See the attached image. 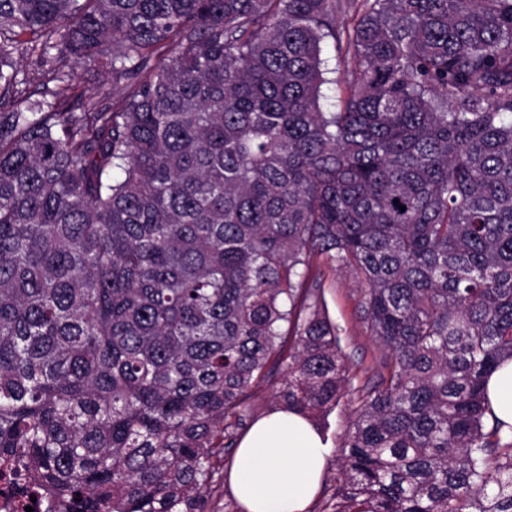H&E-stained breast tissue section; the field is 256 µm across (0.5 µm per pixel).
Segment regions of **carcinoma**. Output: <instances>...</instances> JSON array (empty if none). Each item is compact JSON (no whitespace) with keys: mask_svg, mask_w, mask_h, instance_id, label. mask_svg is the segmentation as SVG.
Instances as JSON below:
<instances>
[{"mask_svg":"<svg viewBox=\"0 0 512 512\" xmlns=\"http://www.w3.org/2000/svg\"><path fill=\"white\" fill-rule=\"evenodd\" d=\"M324 265L385 349L334 512H512V0H0V463L46 512H210L270 364L336 406ZM76 81L80 85V90H85L86 94H93L101 85H112V75L102 69L96 68L93 64H84L77 68ZM487 398L502 432L512 435V360H507L494 372L486 384Z\"/></svg>","mask_w":512,"mask_h":512,"instance_id":"carcinoma-1","label":"carcinoma"}]
</instances>
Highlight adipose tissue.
I'll return each instance as SVG.
<instances>
[{"label": "adipose tissue", "instance_id": "1", "mask_svg": "<svg viewBox=\"0 0 512 512\" xmlns=\"http://www.w3.org/2000/svg\"><path fill=\"white\" fill-rule=\"evenodd\" d=\"M486 390L494 417L512 435V360L494 372ZM330 448L319 425L298 411L284 408L256 418L228 474L242 512H309Z\"/></svg>", "mask_w": 512, "mask_h": 512}]
</instances>
